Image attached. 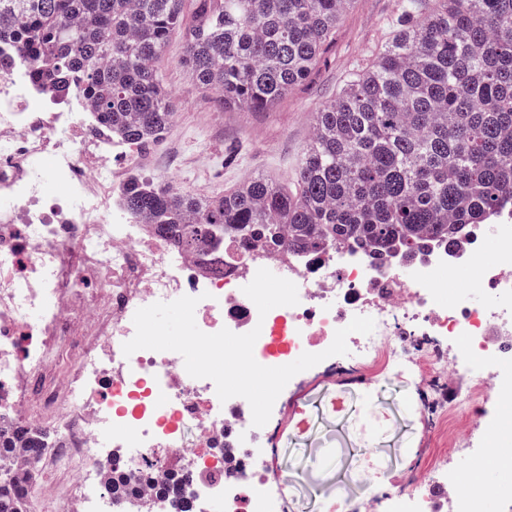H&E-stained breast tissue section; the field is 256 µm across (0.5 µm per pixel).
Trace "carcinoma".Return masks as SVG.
Returning <instances> with one entry per match:
<instances>
[{"label":"carcinoma","instance_id":"1","mask_svg":"<svg viewBox=\"0 0 512 512\" xmlns=\"http://www.w3.org/2000/svg\"><path fill=\"white\" fill-rule=\"evenodd\" d=\"M409 0L377 59L317 112L287 191L249 178L201 201L132 172L123 207L184 250L226 237L323 252L351 243L379 264L455 247L512 207V0ZM354 0H0V44L56 100L79 86L112 139L152 146L174 112L157 71L172 34L224 105L272 112L313 75ZM41 427L0 428V512H29ZM184 480L158 485L189 512Z\"/></svg>","mask_w":512,"mask_h":512}]
</instances>
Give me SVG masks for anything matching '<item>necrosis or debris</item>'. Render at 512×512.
Returning a JSON list of instances; mask_svg holds the SVG:
<instances>
[{"label":"necrosis or debris","mask_w":512,"mask_h":512,"mask_svg":"<svg viewBox=\"0 0 512 512\" xmlns=\"http://www.w3.org/2000/svg\"><path fill=\"white\" fill-rule=\"evenodd\" d=\"M91 113L80 89L53 105L26 65L0 60V417L59 425L52 453L28 464L75 476L79 491L56 496L58 512H176L156 491L172 476L188 477L193 512L216 500L223 512H269L282 498L268 432L253 427L244 398L220 401L178 353H123L139 308L185 295L197 298L205 333L259 329L253 355L267 367L322 352L354 317H371L372 334L347 338L348 370L371 377L407 365L433 382L456 379L449 430L474 404L498 429L512 403V215L487 227L499 244L490 262L478 232L383 266L350 244L313 254L228 239L220 254L183 251L121 207L128 170L152 159L112 141ZM49 179L58 195H47ZM261 268L294 282L298 304L259 315L243 288ZM478 289L490 304L474 303ZM499 457L492 487L427 451V481L392 493L395 512H480L490 495L512 499V453ZM111 459L134 494L108 495Z\"/></svg>","instance_id":"4bbe7bcc"}]
</instances>
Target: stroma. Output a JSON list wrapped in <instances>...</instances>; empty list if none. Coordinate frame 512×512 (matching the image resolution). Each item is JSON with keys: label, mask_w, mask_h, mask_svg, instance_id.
<instances>
[{"label": "stroma", "mask_w": 512, "mask_h": 512, "mask_svg": "<svg viewBox=\"0 0 512 512\" xmlns=\"http://www.w3.org/2000/svg\"><path fill=\"white\" fill-rule=\"evenodd\" d=\"M406 2L355 0L317 71L272 112L228 108L203 91L181 63L180 37L172 36L157 67L175 116L153 148L166 165L145 169V176L170 172L180 192L201 200L229 193L255 175L292 187L315 112L392 40ZM454 392L448 384L424 389L411 373L392 368L371 379L344 369L309 379L286 404L277 436V474L297 492L272 503L270 512H324L327 502L373 495L355 473L366 451L387 464L389 486H423L419 463L431 445V418ZM335 399L345 400L344 413L331 412Z\"/></svg>", "instance_id": "stroma-1"}]
</instances>
